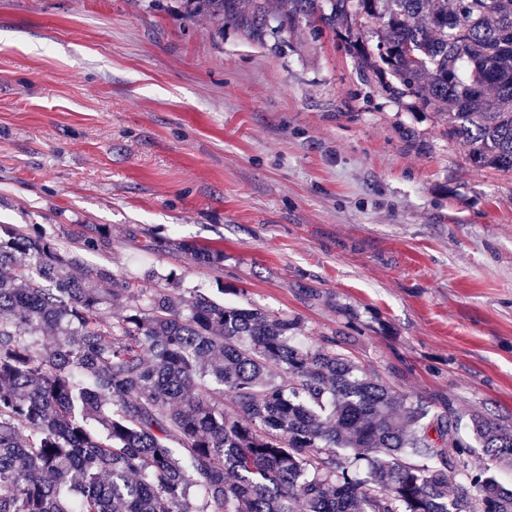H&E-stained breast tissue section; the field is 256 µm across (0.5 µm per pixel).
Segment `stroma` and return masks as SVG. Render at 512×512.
<instances>
[{"label":"stroma","mask_w":512,"mask_h":512,"mask_svg":"<svg viewBox=\"0 0 512 512\" xmlns=\"http://www.w3.org/2000/svg\"><path fill=\"white\" fill-rule=\"evenodd\" d=\"M0 224L107 226L89 266L299 317L297 343L336 337L432 413L512 425V172L474 169L318 21L0 0ZM168 246L172 250L177 251H190L191 254H194V257L199 260L201 263L211 264L213 266H217L224 262V254L219 251H211L204 248H198L195 246H188L182 241L171 240L168 243Z\"/></svg>","instance_id":"obj_1"}]
</instances>
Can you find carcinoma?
Instances as JSON below:
<instances>
[{"mask_svg":"<svg viewBox=\"0 0 512 512\" xmlns=\"http://www.w3.org/2000/svg\"><path fill=\"white\" fill-rule=\"evenodd\" d=\"M188 2L257 37L317 18L473 167L512 170V0ZM111 247L91 224L64 241L0 224V512H512L494 473L470 476L475 497L452 481L473 452L452 416L429 417L333 339L293 343L297 317L86 266ZM471 436L512 463L511 425L474 414Z\"/></svg>","mask_w":512,"mask_h":512,"instance_id":"1","label":"carcinoma"}]
</instances>
